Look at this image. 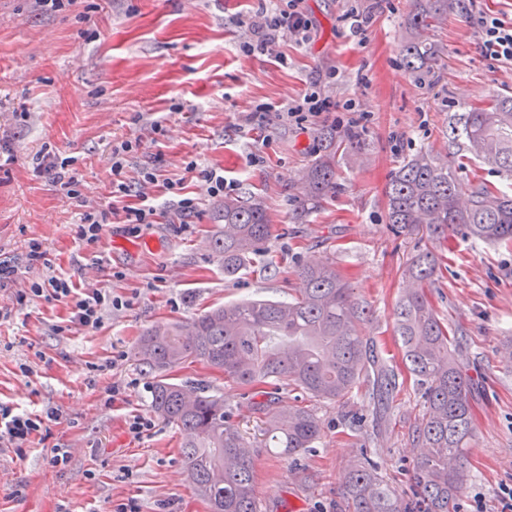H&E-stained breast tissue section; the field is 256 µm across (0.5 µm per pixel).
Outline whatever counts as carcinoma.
<instances>
[{
    "mask_svg": "<svg viewBox=\"0 0 512 512\" xmlns=\"http://www.w3.org/2000/svg\"><path fill=\"white\" fill-rule=\"evenodd\" d=\"M408 15L411 36L401 54L406 69L432 76L440 56L425 38L448 15V0H414ZM319 155L300 178L301 224L336 192L341 156L358 150L362 132L318 133ZM479 161L512 178V94L504 91L479 107H460L448 121V158L418 152L386 186L387 222L397 232L426 230L431 243L455 236L486 244L512 243V193L484 182H464L452 160ZM213 252L224 260V276L237 275L264 252L271 220L263 201L244 190L224 198L213 214ZM437 253L426 248L411 257L408 287L396 308L395 335L402 364L414 378L424 412L412 441L424 448L414 461L411 496L385 482L370 461L360 459L345 476V512H458L468 480L466 451L473 436L470 387L452 349L448 324L435 312L426 288L436 281ZM302 288L289 302L245 299L214 307L188 320L159 323L140 336L134 356L153 374L151 408L182 434L181 452L195 492L209 512H261L255 490L252 445L224 407V398L199 384L171 382L167 372L191 360L224 373L246 393L262 385L286 384L319 399L348 397L361 383L378 395L396 387L393 370L374 356L360 331L370 309L324 255L298 268ZM264 422L260 448H277L295 458L319 439L321 424L308 409L278 410L256 404Z\"/></svg>",
    "mask_w": 512,
    "mask_h": 512,
    "instance_id": "1",
    "label": "carcinoma"
}]
</instances>
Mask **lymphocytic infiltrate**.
<instances>
[{
  "label": "lymphocytic infiltrate",
  "mask_w": 512,
  "mask_h": 512,
  "mask_svg": "<svg viewBox=\"0 0 512 512\" xmlns=\"http://www.w3.org/2000/svg\"><path fill=\"white\" fill-rule=\"evenodd\" d=\"M302 0H288L286 5L267 9L248 23L252 39L246 42V52H268L281 41L292 39L308 42L315 24L301 7ZM479 48L487 60L512 65V21H505L492 12L479 14ZM140 148L139 141L125 140L112 148V181L110 200L105 205L86 210L74 231L75 238L85 250L99 253L104 230L109 224L125 225L127 231H138L141 225L155 223L157 209L152 194L166 198L171 209L184 217L194 215L199 206L197 197L187 192L182 180L160 177L155 168H144L137 182L125 177L128 157ZM18 266L0 261V286L14 284L13 308H25L42 300L64 305L68 311L67 328L93 332L101 328L107 309H122L127 302L112 293L110 288L87 289L67 275L21 283ZM13 308H0V320L9 319ZM59 412L51 408L43 414L28 413L0 403V447L23 452L31 447L48 428L49 421Z\"/></svg>",
  "instance_id": "obj_1"
}]
</instances>
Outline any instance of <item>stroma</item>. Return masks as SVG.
<instances>
[{
  "label": "stroma",
  "mask_w": 512,
  "mask_h": 512,
  "mask_svg": "<svg viewBox=\"0 0 512 512\" xmlns=\"http://www.w3.org/2000/svg\"><path fill=\"white\" fill-rule=\"evenodd\" d=\"M270 0H74L54 11L36 0H0V143L14 160L0 167V261L27 279L72 275L100 285L92 257L80 250L74 226L84 206L104 203L112 179V147L140 140L125 175L160 162L164 176L184 179L200 200L189 222L167 213L129 234L123 225L104 231V258L123 273L112 281L129 308L107 312L94 332H57L64 307L34 302L0 322V401L21 408H55L48 437L22 454L0 453V512H112L138 497L145 512H208L193 491L181 455L178 428L156 421L143 439L126 430L130 414L152 416L151 381L134 348L151 326L194 317L242 298L285 301L296 295V269L322 253L371 313L362 334L399 373L385 414L366 387L341 401L280 389L276 407L299 405L321 422V437L298 460L266 448L256 451L255 481L262 512H340L343 482L352 460L368 450L381 476L408 492V472L421 450L412 443L423 400L400 361L393 335L394 309L406 286L409 259L428 246L425 231L395 233L386 220L385 187L400 164L424 150L444 155L448 117L459 106H478L506 90L512 68L485 60L476 17L492 9L512 16V0H471L467 12L449 10L430 34L442 65L418 81L405 68L401 41L412 0H357L371 23L363 39L349 35L346 0H303L315 29L308 44L281 43L276 55H247V16ZM284 54L287 64L276 56ZM332 102L353 100L350 112L327 114L320 125L358 127L362 150L339 161L340 186L306 223L291 214L297 180L317 150L316 128L272 120L256 129L244 121L252 105L279 110L312 82ZM164 114L170 135L155 139L149 113ZM319 125V126H320ZM73 159L83 201L70 199L34 169L45 152ZM259 165H252L253 156ZM220 167L226 179L265 203L272 236L264 253L234 279L209 240L217 204L185 169L187 159ZM48 247L52 268L29 265L28 244ZM427 297L463 346V371L475 390L473 437L459 512H500L512 488V244L488 245L453 237L442 253L439 281ZM122 354L116 368L89 373L88 363ZM30 376H21L20 365ZM223 396L240 429L259 439L251 404L222 372L194 362L171 372ZM127 383V400L110 405L105 390ZM71 449L66 467L47 465L51 449Z\"/></svg>",
  "instance_id": "stroma-1"
}]
</instances>
